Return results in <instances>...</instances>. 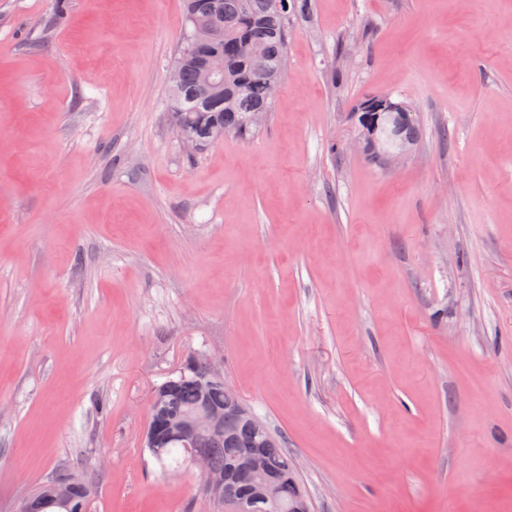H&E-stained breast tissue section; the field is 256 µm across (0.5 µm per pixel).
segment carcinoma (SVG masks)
Wrapping results in <instances>:
<instances>
[{
	"label": "carcinoma",
	"instance_id": "carcinoma-1",
	"mask_svg": "<svg viewBox=\"0 0 512 512\" xmlns=\"http://www.w3.org/2000/svg\"><path fill=\"white\" fill-rule=\"evenodd\" d=\"M309 0H184L188 30L183 38L173 69L177 76L170 82L168 110L173 125L184 143L200 149L224 140L252 136L256 130L252 116L271 111L270 88L286 70L288 24L290 18L309 14ZM217 51L224 55V76L219 83L206 81L204 66L207 55ZM364 103L352 113L354 129L362 137L370 159L402 143L413 148L419 126L415 111L398 102L378 120H362ZM217 409L224 413L222 430L197 437L195 451L204 456L210 467L228 472L225 497H217L201 484L202 499L222 504L224 498L254 500V512H273L274 507L256 498L251 472L235 466L237 459L251 448L261 452L264 467L272 472H291L296 467L281 440L271 433L243 400L224 389V381L213 379L208 364L192 357L171 378L157 387L151 397L149 426L158 434L168 433L174 416ZM187 453L182 445L171 441L154 459L166 469L167 460L183 464ZM72 488L68 512H88L90 491L77 478L64 479ZM303 489L298 479L281 484L277 491L280 505L295 502Z\"/></svg>",
	"mask_w": 512,
	"mask_h": 512
}]
</instances>
